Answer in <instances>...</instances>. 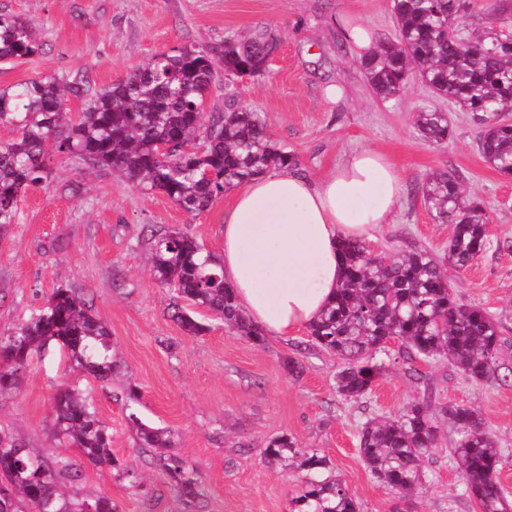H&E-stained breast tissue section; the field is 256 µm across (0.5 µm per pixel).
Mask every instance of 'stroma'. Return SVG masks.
<instances>
[{
    "mask_svg": "<svg viewBox=\"0 0 512 512\" xmlns=\"http://www.w3.org/2000/svg\"><path fill=\"white\" fill-rule=\"evenodd\" d=\"M0 9L24 19L42 44L41 53L0 65V88L56 74L85 79L94 92L161 51L207 50L231 35L271 30L279 45L265 72L213 84L206 112L222 110L225 93H233L261 115L273 141L296 154L299 173L315 181L352 152L386 154L404 192L391 223L376 235L385 249L416 244L445 259L448 227L435 222L419 187L430 171L454 169L490 214V247L448 280L462 302L484 308L512 340V180L480 157L478 128L467 113L416 77L398 98L376 97L351 49L341 45L340 25L354 21L379 38L393 36L390 0H0ZM332 85L345 91L334 103L325 97ZM424 106L447 112L454 129L447 145L420 138L413 115ZM52 171L50 184L26 190L17 223L0 232V334L38 313L63 286L107 325L121 373L100 382L69 370L65 355L51 349L30 361L16 392L0 396V430L51 453L46 425L56 390L70 385L88 394L125 472L82 464L81 490L110 496L119 512H289L306 474L272 467L264 456L268 441L287 433L327 457L330 475L346 483L362 512H479L449 459L448 423L440 425L429 480L410 499L377 482L359 456L362 425L397 412L429 386L440 403L478 411L497 436L504 450L500 481L512 499V377L471 380L449 363L403 357L395 341L372 394L356 402L336 390L341 360L309 347L307 330L258 348L201 308L206 332L184 335L171 291L151 272L146 240L151 230L176 228L219 252L230 195L190 214L161 192L77 159L54 158ZM289 356L304 365L299 378L283 369ZM129 383L141 392L140 416L171 430L174 452L197 466L196 500H183L153 453L138 448L119 397Z\"/></svg>",
    "mask_w": 512,
    "mask_h": 512,
    "instance_id": "stroma-1",
    "label": "stroma"
}]
</instances>
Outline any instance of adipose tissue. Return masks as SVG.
<instances>
[{
	"instance_id": "obj_1",
	"label": "adipose tissue",
	"mask_w": 512,
	"mask_h": 512,
	"mask_svg": "<svg viewBox=\"0 0 512 512\" xmlns=\"http://www.w3.org/2000/svg\"><path fill=\"white\" fill-rule=\"evenodd\" d=\"M401 179L381 152L363 149L319 181L271 170L236 189L219 254L238 304L268 336L288 338L335 298L338 244L389 223Z\"/></svg>"
}]
</instances>
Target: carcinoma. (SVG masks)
I'll list each match as a JSON object with an SVG mask.
<instances>
[{
	"instance_id": "carcinoma-1",
	"label": "carcinoma",
	"mask_w": 512,
	"mask_h": 512,
	"mask_svg": "<svg viewBox=\"0 0 512 512\" xmlns=\"http://www.w3.org/2000/svg\"><path fill=\"white\" fill-rule=\"evenodd\" d=\"M466 0H391L396 34L356 60L379 98L399 96L413 74L439 97L471 114L478 127L477 148L484 162L512 176V41L489 24L470 33L474 54L460 50L449 28ZM278 47L265 28L244 38L227 37L207 51L187 47L163 51L127 78L88 94L78 80L41 75L0 89V126L18 136L0 142V232L18 220L25 190L46 181L54 156L73 157L92 167L116 171L147 190L165 194L188 213L254 176L292 171L296 155L271 139L266 122L224 95V110L204 119L202 106L222 76L256 75ZM42 50L19 16L0 11V61L23 59ZM83 99L77 113L66 96ZM415 127L422 140L446 145L452 138L448 113L422 107ZM166 145L160 153L157 146ZM434 220L451 227L446 260L463 271L490 245V215L484 203L465 193L460 176L443 169L421 186ZM156 280L173 299L211 311L233 333L262 347L264 331L253 325L224 282L218 257L180 230H152L147 239ZM344 275L334 302L308 326L310 345L343 361L338 393L361 400L386 368L385 339L400 342L407 357L446 359L469 379H491L507 340L483 308L463 303L447 274L427 249L405 245L373 252L370 243L340 244ZM181 330H207L181 308ZM63 342L71 369L108 382L118 362L108 327L71 289H55L44 310L0 336V395L16 391L33 355ZM448 417L456 439L449 454L462 478L464 494L480 512H512L500 482L503 452L481 415L459 405H441L429 391L382 421L370 420L358 435V451L371 475L400 499L426 481L432 450L439 447V420ZM138 447L155 450L171 485L186 500L199 495V472L169 452L171 431L154 427L136 412L127 415ZM48 433L55 448L75 447L96 468L121 470L112 456V434L93 402L75 388L53 398ZM268 462L299 460L300 469L328 467L316 448H304L282 434L268 441ZM80 465L67 456L33 452L20 440L0 434V512H118L112 498L71 485ZM290 512H361L342 479H308L290 500Z\"/></svg>"
}]
</instances>
